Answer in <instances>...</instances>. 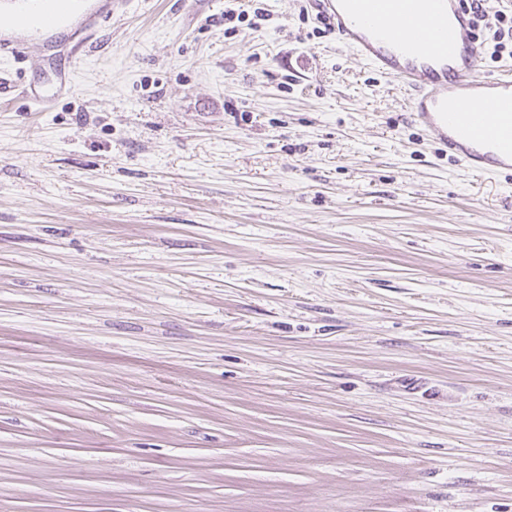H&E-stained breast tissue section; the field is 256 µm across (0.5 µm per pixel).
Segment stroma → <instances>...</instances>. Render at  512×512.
<instances>
[{
    "label": "stroma",
    "instance_id": "stroma-1",
    "mask_svg": "<svg viewBox=\"0 0 512 512\" xmlns=\"http://www.w3.org/2000/svg\"><path fill=\"white\" fill-rule=\"evenodd\" d=\"M224 6L0 29V512H512V182Z\"/></svg>",
    "mask_w": 512,
    "mask_h": 512
}]
</instances>
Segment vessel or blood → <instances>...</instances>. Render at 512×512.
<instances>
[{
  "label": "vessel or blood",
  "mask_w": 512,
  "mask_h": 512,
  "mask_svg": "<svg viewBox=\"0 0 512 512\" xmlns=\"http://www.w3.org/2000/svg\"><path fill=\"white\" fill-rule=\"evenodd\" d=\"M364 63L398 82L410 116L464 169L512 174V65L477 75L482 45L462 0H318Z\"/></svg>",
  "instance_id": "obj_1"
}]
</instances>
